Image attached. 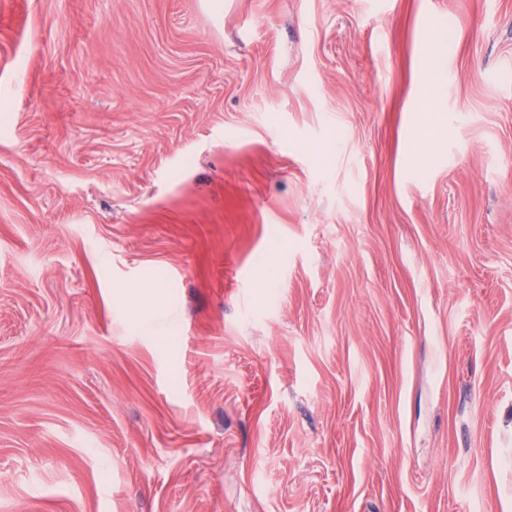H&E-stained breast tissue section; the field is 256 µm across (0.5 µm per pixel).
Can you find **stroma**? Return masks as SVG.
I'll return each instance as SVG.
<instances>
[{
  "label": "stroma",
  "instance_id": "stroma-1",
  "mask_svg": "<svg viewBox=\"0 0 512 512\" xmlns=\"http://www.w3.org/2000/svg\"><path fill=\"white\" fill-rule=\"evenodd\" d=\"M0 512H512V0H0Z\"/></svg>",
  "mask_w": 512,
  "mask_h": 512
}]
</instances>
